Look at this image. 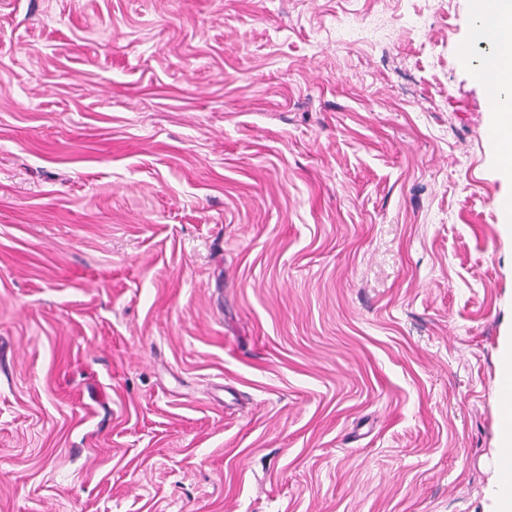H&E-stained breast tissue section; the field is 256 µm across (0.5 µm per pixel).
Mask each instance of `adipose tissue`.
I'll use <instances>...</instances> for the list:
<instances>
[{
  "label": "adipose tissue",
  "mask_w": 512,
  "mask_h": 512,
  "mask_svg": "<svg viewBox=\"0 0 512 512\" xmlns=\"http://www.w3.org/2000/svg\"><path fill=\"white\" fill-rule=\"evenodd\" d=\"M475 16L491 30L490 43L498 55L486 56L484 70L498 74L508 85L499 107L488 115L495 128L501 170L512 174V0H475Z\"/></svg>",
  "instance_id": "ef3b65f1"
}]
</instances>
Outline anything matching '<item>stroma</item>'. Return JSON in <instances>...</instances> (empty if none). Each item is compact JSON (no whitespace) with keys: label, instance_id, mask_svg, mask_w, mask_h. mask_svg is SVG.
Segmentation results:
<instances>
[{"label":"stroma","instance_id":"stroma-1","mask_svg":"<svg viewBox=\"0 0 512 512\" xmlns=\"http://www.w3.org/2000/svg\"><path fill=\"white\" fill-rule=\"evenodd\" d=\"M473 9L0 0V512H495Z\"/></svg>","mask_w":512,"mask_h":512}]
</instances>
